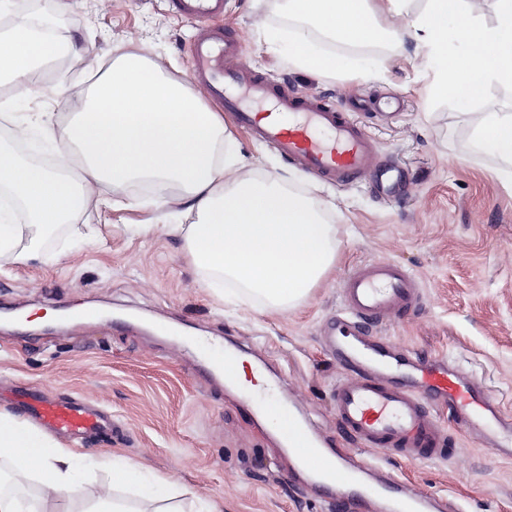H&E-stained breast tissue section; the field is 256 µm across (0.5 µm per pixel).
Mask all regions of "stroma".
<instances>
[{
  "label": "stroma",
  "mask_w": 512,
  "mask_h": 512,
  "mask_svg": "<svg viewBox=\"0 0 512 512\" xmlns=\"http://www.w3.org/2000/svg\"><path fill=\"white\" fill-rule=\"evenodd\" d=\"M7 14L50 18L64 39L87 46L85 54L46 66L18 106L60 120L80 107L66 89L87 85L125 53L162 55L170 77L193 85L189 47L208 27L176 15L169 0H71L63 14L57 0H11ZM218 24L241 44L237 64L247 71L342 111L361 103L364 130L392 166L390 177L340 185L311 174L209 99L245 161L260 159L272 176L335 202L332 269L297 307L279 314L222 301L197 286L179 236L138 230L155 223L150 202L170 188L102 189L111 206L78 217L82 237L60 230L45 241L42 259L0 268V410L24 416L20 390L103 410L109 426L67 441L80 455V474L92 479L89 493L105 479L104 459L117 455L193 493L197 512L213 505L220 512H330L323 496L292 476L273 430L187 343L204 337L257 359L341 455L465 512H512V457L480 445L445 405L428 408L453 441V458L360 451L336 420L331 390L342 370L321 336L350 271L373 260L397 264L421 283L423 302L379 323L376 335L422 361L460 363L512 416V182L499 176L494 156L472 148L471 128L457 120L462 111L512 113V92L493 85L482 101L464 104L435 95L432 71L412 66L418 47L411 38L357 47L326 39L323 49L343 57L347 70L333 77L298 70L280 45L266 41L270 32L289 37L299 30L288 0H225ZM359 71L365 79H356ZM89 304L106 317L70 319Z\"/></svg>",
  "instance_id": "1"
}]
</instances>
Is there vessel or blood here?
I'll return each mask as SVG.
<instances>
[{"label":"vessel or blood","mask_w":512,"mask_h":512,"mask_svg":"<svg viewBox=\"0 0 512 512\" xmlns=\"http://www.w3.org/2000/svg\"><path fill=\"white\" fill-rule=\"evenodd\" d=\"M171 2L190 18H212L224 12V0ZM239 52L235 39L220 28L191 48L194 78L223 102L225 111L236 113L289 161L332 181L350 184L378 168L375 147L354 118L330 109L316 97L288 94L263 78L248 79L241 71L229 69L226 59ZM251 99L270 102L274 117L264 120L251 112L247 106ZM421 296L419 282L390 262L367 263L345 278L342 307L325 331L326 341L345 370L332 392L341 427L362 448L438 459L443 432L425 403L441 401L468 430L503 451L512 450V418L504 417L497 400L447 358L416 369L407 382H388L389 372L401 367L402 360L391 356L384 343L371 340L369 329L385 313L415 310ZM198 355L222 368L225 377H233V352L204 345ZM261 406L278 414L281 435L296 467L323 487L344 491L347 512H361L368 500L383 494L395 499L397 512H426L427 499L402 492L399 484L359 487L356 469L331 449L308 443L305 424L280 399L263 397ZM31 410L47 429L72 436L98 428L104 420L101 411L76 400L38 397Z\"/></svg>","instance_id":"b4317fda"}]
</instances>
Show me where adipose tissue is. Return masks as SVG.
Segmentation results:
<instances>
[{
	"mask_svg": "<svg viewBox=\"0 0 512 512\" xmlns=\"http://www.w3.org/2000/svg\"><path fill=\"white\" fill-rule=\"evenodd\" d=\"M289 0V11L308 23L288 43V61L306 72L333 76L343 68L335 53L319 50L317 36L349 46L412 35L431 64L433 93L467 102L481 99L488 85L512 89V0H493L495 20H479V0ZM456 27H449V19ZM460 42L448 49L449 38ZM72 43L49 38L40 24L21 17L0 40V80L13 98L28 97L37 71ZM82 103L62 128L55 115L17 120L0 100V119L13 141L39 133L50 140L54 166L30 161L0 146V190L22 209L24 223L0 212V265L25 266L39 256L57 226L72 222L99 203L100 189L121 193L135 182L176 190L179 211L168 233L182 238L188 262L204 278L286 311L303 301L336 258V227L326 206L296 193L260 169L244 165L223 113L214 111L164 66L143 53L116 58L89 86L72 91ZM473 126L474 145L496 156L512 178V113L489 112ZM77 454L28 420L0 412V458L19 476L36 473L42 495L26 508L14 492L0 491V512H60L62 501L83 498ZM170 480L157 478L140 505L111 496L108 489L83 498L82 512H183L171 503Z\"/></svg>",
	"mask_w": 512,
	"mask_h": 512,
	"instance_id": "adipose-tissue-1",
	"label": "adipose tissue"
}]
</instances>
